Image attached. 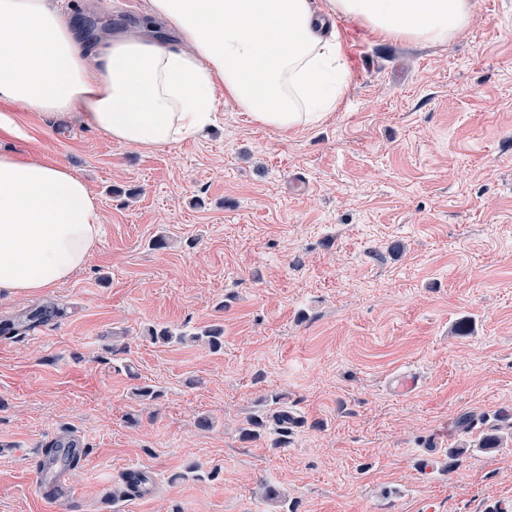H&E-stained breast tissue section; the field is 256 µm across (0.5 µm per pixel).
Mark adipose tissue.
I'll list each match as a JSON object with an SVG mask.
<instances>
[{
  "mask_svg": "<svg viewBox=\"0 0 512 512\" xmlns=\"http://www.w3.org/2000/svg\"><path fill=\"white\" fill-rule=\"evenodd\" d=\"M327 16L395 39L443 44L472 0H328ZM174 29L180 48L157 37ZM310 0H150L138 31L88 44L51 0H0V101L79 112L111 140L165 149L204 133L217 93L281 132L313 125L347 82L341 46ZM99 201L64 164L0 153V294H41L83 268Z\"/></svg>",
  "mask_w": 512,
  "mask_h": 512,
  "instance_id": "obj_1",
  "label": "adipose tissue"
}]
</instances>
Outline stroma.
Masks as SVG:
<instances>
[{"label": "stroma", "mask_w": 512, "mask_h": 512, "mask_svg": "<svg viewBox=\"0 0 512 512\" xmlns=\"http://www.w3.org/2000/svg\"><path fill=\"white\" fill-rule=\"evenodd\" d=\"M60 2L89 41L149 6ZM472 2L445 44L336 17L349 82L334 112L285 134L225 97L207 132L164 152L15 108L25 135H0V151L65 164L102 229L66 282L0 296V321L65 309L0 337V512H51L34 474L64 433L87 446L69 512H495L512 498V0ZM211 324L217 353L150 338ZM403 373L416 390H393ZM278 406L298 420L284 437ZM490 435L498 447H481ZM136 470L149 493L117 496ZM63 311L54 305L45 304L31 308L20 314L15 320H6L0 324V336H17L60 317Z\"/></svg>", "instance_id": "1"}]
</instances>
